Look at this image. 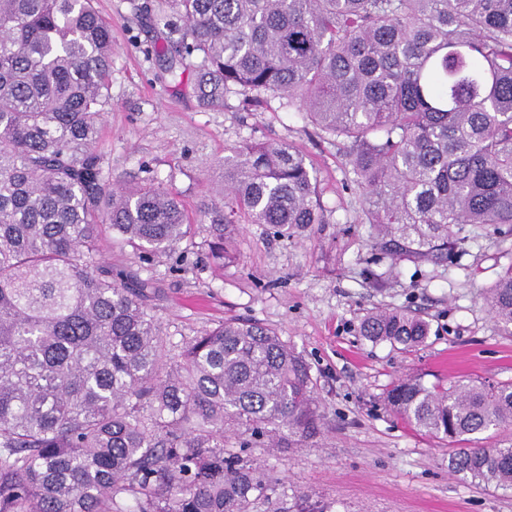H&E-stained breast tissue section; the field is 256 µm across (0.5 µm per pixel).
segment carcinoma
<instances>
[{
  "label": "carcinoma",
  "instance_id": "carcinoma-1",
  "mask_svg": "<svg viewBox=\"0 0 512 512\" xmlns=\"http://www.w3.org/2000/svg\"><path fill=\"white\" fill-rule=\"evenodd\" d=\"M95 0H0V512H251L276 483L224 450L239 430L290 448L320 432L310 366L272 329L226 320L168 354L152 281L115 271L109 232L149 252L194 231L166 187L115 188L97 153L112 24ZM177 58L210 107L287 100L351 141L364 215L385 255L440 264L453 228L512 225V0H172ZM210 257L231 233L325 221L317 178L287 144L245 143L200 206ZM512 327V265L487 289ZM372 343L424 344L430 323L371 311ZM385 405L448 442L450 471L512 492V382L398 380Z\"/></svg>",
  "mask_w": 512,
  "mask_h": 512
}]
</instances>
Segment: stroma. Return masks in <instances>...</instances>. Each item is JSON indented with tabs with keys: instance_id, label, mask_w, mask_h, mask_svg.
Here are the masks:
<instances>
[{
	"instance_id": "obj_1",
	"label": "stroma",
	"mask_w": 512,
	"mask_h": 512,
	"mask_svg": "<svg viewBox=\"0 0 512 512\" xmlns=\"http://www.w3.org/2000/svg\"><path fill=\"white\" fill-rule=\"evenodd\" d=\"M96 6L112 24L114 44L111 101L98 141L113 186L163 184L196 217L210 183L224 176L225 156L246 141L289 144L320 183L324 223L290 239L243 225L220 268L209 257L206 223L166 253L147 254L108 236L100 242L106 261L159 288L154 313L173 351L232 317L277 331L309 364L321 436L301 448L250 450L277 482V507L293 512L306 495L326 512H512V493L449 472L447 442L382 402L410 373L429 385L512 381V331L494 322L484 298L512 265V239L493 231L477 236L465 225V242L446 264L382 255L363 219L364 191L350 170L347 142L275 99L249 107L232 95L223 106L202 105L193 68L174 82L159 53L180 38L169 0ZM377 308L425 316L426 343L400 350L360 336L359 321Z\"/></svg>"
}]
</instances>
